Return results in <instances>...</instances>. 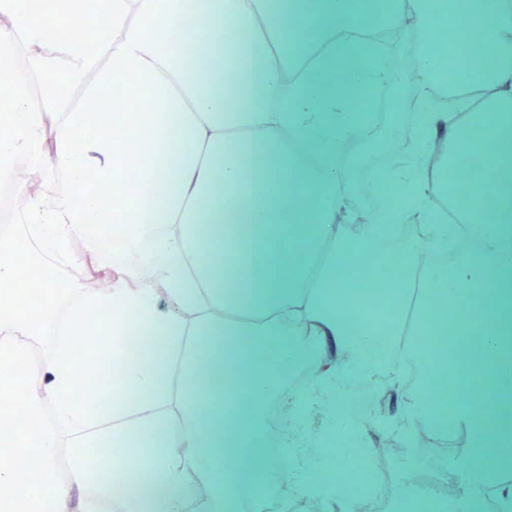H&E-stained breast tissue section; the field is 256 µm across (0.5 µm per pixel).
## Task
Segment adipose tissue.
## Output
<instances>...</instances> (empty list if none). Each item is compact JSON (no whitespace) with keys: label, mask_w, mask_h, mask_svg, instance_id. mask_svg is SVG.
<instances>
[{"label":"adipose tissue","mask_w":512,"mask_h":512,"mask_svg":"<svg viewBox=\"0 0 512 512\" xmlns=\"http://www.w3.org/2000/svg\"><path fill=\"white\" fill-rule=\"evenodd\" d=\"M407 23L427 103L449 81L493 95L426 113L382 207L344 224L358 158H336L374 120L349 100L397 79L363 34ZM439 137L446 166L483 160L454 198L420 163ZM0 181L24 225L0 230V399L19 402L0 414V512H265L274 469L347 512L365 490L345 463L371 456L341 387L410 362L406 425L467 447L456 500L406 487L400 512L512 506V0H0ZM412 214L422 231L398 244ZM75 238L124 280L59 321ZM149 269L171 308L136 287ZM83 338L112 356L111 412L84 385ZM100 445L112 464L94 470L82 452Z\"/></svg>","instance_id":"adipose-tissue-1"}]
</instances>
